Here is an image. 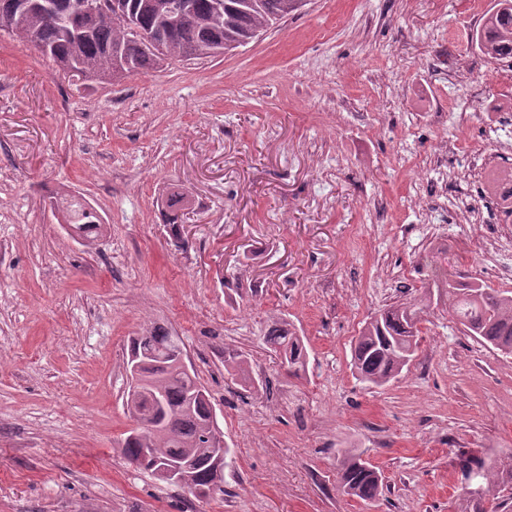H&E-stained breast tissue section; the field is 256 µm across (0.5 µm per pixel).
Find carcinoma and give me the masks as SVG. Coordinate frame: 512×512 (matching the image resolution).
<instances>
[{
	"mask_svg": "<svg viewBox=\"0 0 512 512\" xmlns=\"http://www.w3.org/2000/svg\"><path fill=\"white\" fill-rule=\"evenodd\" d=\"M75 0H0V33L39 45L41 54L60 69L85 80L121 81L158 70L170 61L215 56L250 43L295 13L301 0H96L98 17L79 15ZM158 38L156 47L145 35ZM471 46L489 63L512 70V0H492L481 23L473 29ZM187 193L167 192L169 225L179 240ZM61 223L72 236L92 246L106 225L86 200L62 192L56 199ZM441 294L448 312L466 335L503 354L512 355V291L441 277ZM423 308L416 300L387 306L366 322L352 350V370L368 386H384L397 378L418 348ZM266 344L281 358L288 375L305 371L307 351L302 337L282 320L266 336ZM188 358L180 336L152 327L135 337L129 360L140 361L142 393L135 421L121 452L136 468L151 472L157 463L181 467L174 486L213 500L210 493L219 455L230 458L210 394L195 371L183 369ZM224 369L249 387L255 386L247 357L224 354ZM469 484L461 512H512V456L468 461ZM338 490L361 501L377 498L383 479L362 453L345 449L339 458Z\"/></svg>",
	"mask_w": 512,
	"mask_h": 512,
	"instance_id": "carcinoma-1",
	"label": "carcinoma"
}]
</instances>
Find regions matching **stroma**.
<instances>
[{"mask_svg":"<svg viewBox=\"0 0 512 512\" xmlns=\"http://www.w3.org/2000/svg\"><path fill=\"white\" fill-rule=\"evenodd\" d=\"M491 0H305L238 49L88 84L0 35V512H458L465 459L512 456V356L467 336L443 272L512 290L480 228L443 195L480 197L512 139V71L469 36ZM464 69L462 80L449 71ZM467 171L445 184L446 167ZM185 189L176 244L162 207ZM80 193L107 226L89 249L52 207ZM431 223L418 221L419 210ZM423 299L421 341L382 387L352 373L361 327ZM292 323L288 375L263 338ZM180 336L232 450L204 502L131 465L126 354ZM246 354L254 388L224 369ZM381 471L365 503L337 454ZM266 344L272 352L281 358V364L288 375L299 376L305 372L307 351L301 336L291 328V324L282 320L276 322L266 336ZM338 490L343 496L361 501L377 498L383 489V479L376 467L363 460L356 449H345L339 458Z\"/></svg>","mask_w":512,"mask_h":512,"instance_id":"obj_1","label":"stroma"}]
</instances>
